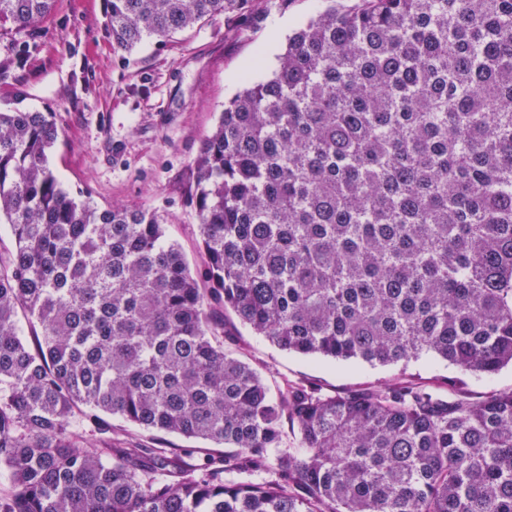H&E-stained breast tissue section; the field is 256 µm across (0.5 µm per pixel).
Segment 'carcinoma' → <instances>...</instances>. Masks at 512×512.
<instances>
[{
  "label": "carcinoma",
  "mask_w": 512,
  "mask_h": 512,
  "mask_svg": "<svg viewBox=\"0 0 512 512\" xmlns=\"http://www.w3.org/2000/svg\"><path fill=\"white\" fill-rule=\"evenodd\" d=\"M107 2L131 50L248 0ZM55 3L0 0V32ZM57 140L0 110V512H512V390L273 394L224 320L331 361L512 365V0H359L290 37L193 161L195 270L154 214L64 190ZM112 417L225 452L117 446Z\"/></svg>",
  "instance_id": "1"
}]
</instances>
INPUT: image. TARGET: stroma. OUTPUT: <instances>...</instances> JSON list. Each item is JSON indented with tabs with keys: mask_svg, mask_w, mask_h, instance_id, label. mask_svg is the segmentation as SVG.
I'll list each match as a JSON object with an SVG mask.
<instances>
[{
	"mask_svg": "<svg viewBox=\"0 0 512 512\" xmlns=\"http://www.w3.org/2000/svg\"><path fill=\"white\" fill-rule=\"evenodd\" d=\"M357 0H255L245 17L215 15L166 41L150 38L130 51L113 47L104 26L106 0H57L53 16L34 34H0V107L51 111L59 138L50 166L71 194L95 205L136 206L165 224L191 266L200 265L199 220L190 203L193 160L201 141L248 81L269 79L290 31L330 7ZM22 54L24 64L11 61ZM238 355L255 366L271 391L284 383H313L334 394L378 386L399 375L438 381L478 401L492 389H512V368L490 378L460 373L445 361L372 366L289 354L236 325ZM119 437L149 448L181 449L193 465L206 461L205 443L144 430L113 419Z\"/></svg>",
	"mask_w": 512,
	"mask_h": 512,
	"instance_id": "stroma-1",
	"label": "stroma"
}]
</instances>
